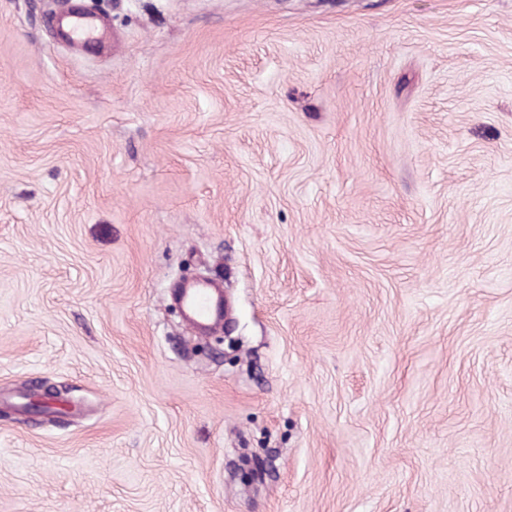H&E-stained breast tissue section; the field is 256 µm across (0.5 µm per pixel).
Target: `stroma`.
Returning <instances> with one entry per match:
<instances>
[{
    "label": "stroma",
    "instance_id": "1",
    "mask_svg": "<svg viewBox=\"0 0 512 512\" xmlns=\"http://www.w3.org/2000/svg\"><path fill=\"white\" fill-rule=\"evenodd\" d=\"M0 512H512V0H0ZM61 40L71 45L106 46L110 42L109 27L89 13H66L57 19ZM223 286L218 282L189 283L183 291L184 325L190 332H205L223 322ZM70 404V400L54 388L33 396L30 403L31 407L39 412L58 414L66 413Z\"/></svg>",
    "mask_w": 512,
    "mask_h": 512
}]
</instances>
